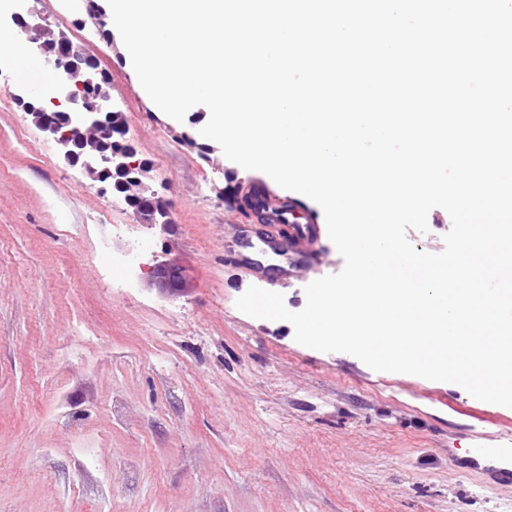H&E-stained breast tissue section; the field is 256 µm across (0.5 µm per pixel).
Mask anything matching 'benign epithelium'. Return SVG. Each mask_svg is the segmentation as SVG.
Segmentation results:
<instances>
[{"label":"benign epithelium","instance_id":"7a95c632","mask_svg":"<svg viewBox=\"0 0 512 512\" xmlns=\"http://www.w3.org/2000/svg\"><path fill=\"white\" fill-rule=\"evenodd\" d=\"M7 2L0 21L27 33L29 48L61 74L50 98L22 87L17 102L62 150L68 163L80 167L94 181L123 190L125 199L141 200L143 206L134 210L138 223H172L166 201L149 183L148 166L134 159L123 113L107 107L111 84L95 69L94 58L55 31L48 18L28 5L30 0ZM150 276L153 284L171 295L186 287L182 268L168 260L155 259Z\"/></svg>","mask_w":512,"mask_h":512}]
</instances>
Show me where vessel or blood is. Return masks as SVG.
I'll return each instance as SVG.
<instances>
[{
    "mask_svg": "<svg viewBox=\"0 0 512 512\" xmlns=\"http://www.w3.org/2000/svg\"><path fill=\"white\" fill-rule=\"evenodd\" d=\"M246 207L261 215L269 230L264 245L287 261V275L308 281L317 271L320 261L314 244L320 236L321 226L314 218H302L292 202L270 195L263 184H254L246 199ZM469 469H478L495 481L512 484V435L499 434L490 441L476 439L465 460Z\"/></svg>",
    "mask_w": 512,
    "mask_h": 512,
    "instance_id": "obj_1",
    "label": "vessel or blood"
}]
</instances>
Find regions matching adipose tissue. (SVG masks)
Here are the masks:
<instances>
[{
	"mask_svg": "<svg viewBox=\"0 0 512 512\" xmlns=\"http://www.w3.org/2000/svg\"><path fill=\"white\" fill-rule=\"evenodd\" d=\"M0 60L7 63L19 82L42 95H50L59 80L56 72L28 50L24 36L16 30L0 28Z\"/></svg>",
	"mask_w": 512,
	"mask_h": 512,
	"instance_id": "1",
	"label": "adipose tissue"
}]
</instances>
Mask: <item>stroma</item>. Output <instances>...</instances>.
<instances>
[{
    "mask_svg": "<svg viewBox=\"0 0 512 512\" xmlns=\"http://www.w3.org/2000/svg\"><path fill=\"white\" fill-rule=\"evenodd\" d=\"M34 8L108 75L173 222L137 224L121 196L47 164L52 141L26 151L32 122L0 62V512H512L511 489L460 467L473 434L497 432L463 388L313 350L237 309L252 285L306 302L242 214L261 174L201 136L206 107L156 111L83 0ZM132 223L143 262L183 268L178 294L93 259L99 234Z\"/></svg>",
    "mask_w": 512,
    "mask_h": 512,
    "instance_id": "1",
    "label": "stroma"
}]
</instances>
